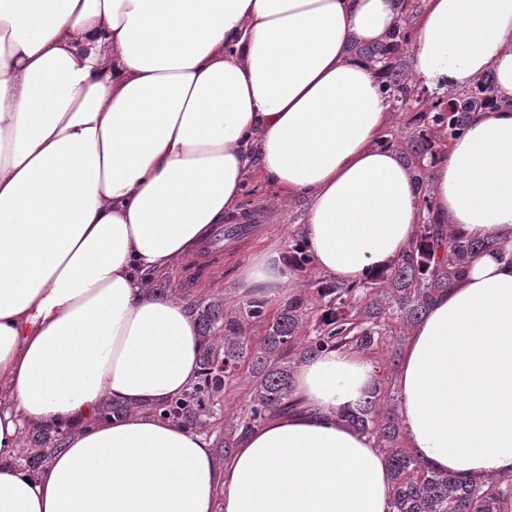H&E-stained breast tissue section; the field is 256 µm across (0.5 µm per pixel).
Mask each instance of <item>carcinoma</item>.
I'll use <instances>...</instances> for the list:
<instances>
[{
	"instance_id": "1",
	"label": "carcinoma",
	"mask_w": 512,
	"mask_h": 512,
	"mask_svg": "<svg viewBox=\"0 0 512 512\" xmlns=\"http://www.w3.org/2000/svg\"><path fill=\"white\" fill-rule=\"evenodd\" d=\"M410 46V31L401 22L383 42L350 43L351 53L380 68V92L393 111L412 114L405 147L389 137L381 140L383 146L399 152L419 191L423 221L408 250L386 273L355 286L337 280L319 281L311 291L288 299L273 314L262 298L241 301L231 313L220 299L192 307L205 341L201 376L181 395L153 406L152 411L176 425L203 430L214 418L213 408L220 404L226 386L243 366H249L256 378L249 408L216 442L226 457L249 428L275 412L297 408L292 398L290 355L297 353L305 359L340 347L365 351L384 347L390 333L386 319L393 315L407 328L414 327L434 297L454 287L466 274L471 257L491 246L485 240L454 234L434 216L428 193L430 169L447 141L466 132L473 113L507 109L512 102L494 96L490 74L467 90L443 95H431L412 85L407 66ZM313 266L299 236H293L288 242V267L294 272ZM312 314L314 336L304 344L298 333ZM248 324L263 327V335H247ZM131 410L129 405L106 402L98 411V419L107 421ZM344 418L351 427L371 435L382 448L392 480L391 512H512L511 475L464 480L432 468L413 449L400 445L402 425L380 388ZM62 439L63 432L58 429L34 427L22 456L25 466L32 471L42 468L60 448Z\"/></svg>"
}]
</instances>
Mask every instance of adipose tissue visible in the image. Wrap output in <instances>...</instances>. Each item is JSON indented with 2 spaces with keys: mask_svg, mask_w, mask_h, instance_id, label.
<instances>
[{
  "mask_svg": "<svg viewBox=\"0 0 512 512\" xmlns=\"http://www.w3.org/2000/svg\"><path fill=\"white\" fill-rule=\"evenodd\" d=\"M407 17L411 77L494 76L512 100V0H0V512H391L373 437L348 425L377 382L364 353L304 359L297 409L218 461L152 405L197 382L188 301L149 279L197 254L249 173L305 202L299 236L354 285L415 238L418 191L380 145L390 110L351 40ZM434 213L492 241L413 329L395 385L407 447L464 479L512 474V110L478 112L432 170ZM281 253L244 298L293 284ZM131 413L93 423L101 404ZM63 431L38 472L34 425Z\"/></svg>",
  "mask_w": 512,
  "mask_h": 512,
  "instance_id": "adipose-tissue-1",
  "label": "adipose tissue"
}]
</instances>
